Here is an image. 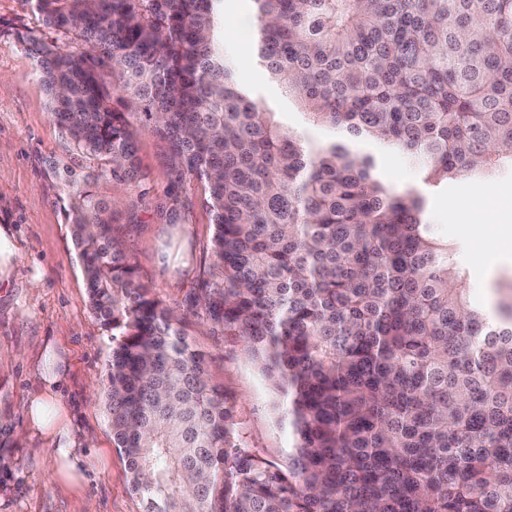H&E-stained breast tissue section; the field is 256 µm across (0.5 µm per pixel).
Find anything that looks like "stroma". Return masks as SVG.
<instances>
[{"instance_id":"obj_1","label":"stroma","mask_w":512,"mask_h":512,"mask_svg":"<svg viewBox=\"0 0 512 512\" xmlns=\"http://www.w3.org/2000/svg\"><path fill=\"white\" fill-rule=\"evenodd\" d=\"M26 0H0V225H9L16 264L0 284V412L24 442L0 450V512H142L129 486L126 465L112 440L105 410L95 392L106 372L110 337L86 305L87 288L70 226L57 202L60 181L49 160L73 167L82 158L62 134L40 84L35 63L8 28L37 27ZM252 25L227 20L224 50L235 80L263 104L281 112L303 139L320 142L328 131L307 124L278 86L240 45L250 43ZM139 168L137 180L95 181L94 194L112 205L113 235L131 259L139 281L184 315V329L207 352L212 377L224 390L246 445L281 464L291 439L285 399L272 389L241 342L190 308L189 298L206 278L213 257L211 215L204 191L181 174L164 139L148 131L141 116L131 120ZM467 198L482 223L496 224L512 210V175L484 184L453 180L428 200V220L440 236L458 246L476 303L491 302L496 281L512 277V241L474 236L455 218V204ZM60 346L66 377L60 387L71 432L90 442L99 463L79 489L65 484L48 440L27 434V401L43 386L42 355Z\"/></svg>"}]
</instances>
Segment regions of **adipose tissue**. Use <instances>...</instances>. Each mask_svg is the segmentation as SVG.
Segmentation results:
<instances>
[{
    "instance_id": "adipose-tissue-1",
    "label": "adipose tissue",
    "mask_w": 512,
    "mask_h": 512,
    "mask_svg": "<svg viewBox=\"0 0 512 512\" xmlns=\"http://www.w3.org/2000/svg\"><path fill=\"white\" fill-rule=\"evenodd\" d=\"M56 357H48V375L43 378L42 390L32 396L28 404L27 419L30 431L47 437L54 446V452L62 462L63 474L68 482L81 478L89 464L81 443L70 434L69 419L65 408L59 403L56 385L61 379L56 372Z\"/></svg>"
}]
</instances>
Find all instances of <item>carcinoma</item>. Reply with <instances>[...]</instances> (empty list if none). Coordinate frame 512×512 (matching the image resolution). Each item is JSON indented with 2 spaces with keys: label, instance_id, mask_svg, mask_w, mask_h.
<instances>
[{
  "label": "carcinoma",
  "instance_id": "obj_1",
  "mask_svg": "<svg viewBox=\"0 0 512 512\" xmlns=\"http://www.w3.org/2000/svg\"><path fill=\"white\" fill-rule=\"evenodd\" d=\"M28 2L41 28L12 35L76 154L138 178L117 99L202 184L214 264L193 306L287 399L277 465L238 442L208 355L135 280L111 206L62 168L143 512H512V285L495 311L474 303L422 193L352 148L404 153L431 189L511 175L512 0H248L256 63L340 134L317 143L235 82L224 0Z\"/></svg>",
  "mask_w": 512,
  "mask_h": 512
}]
</instances>
